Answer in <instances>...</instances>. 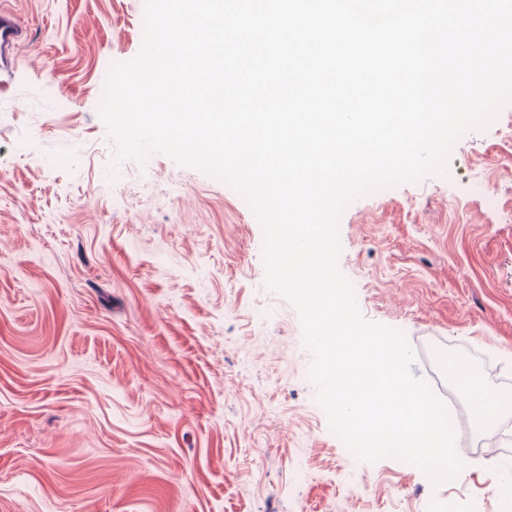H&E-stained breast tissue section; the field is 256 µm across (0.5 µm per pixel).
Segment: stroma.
Returning a JSON list of instances; mask_svg holds the SVG:
<instances>
[{"label": "stroma", "mask_w": 512, "mask_h": 512, "mask_svg": "<svg viewBox=\"0 0 512 512\" xmlns=\"http://www.w3.org/2000/svg\"><path fill=\"white\" fill-rule=\"evenodd\" d=\"M9 4L36 24L0 72V512H431L450 496L512 512L495 424L470 428L450 486L349 463L244 198L162 154L114 163L98 105L141 48L144 0ZM509 125L512 104L457 141L447 175L361 196L339 224L362 316L462 401L432 344L512 359Z\"/></svg>", "instance_id": "stroma-1"}]
</instances>
